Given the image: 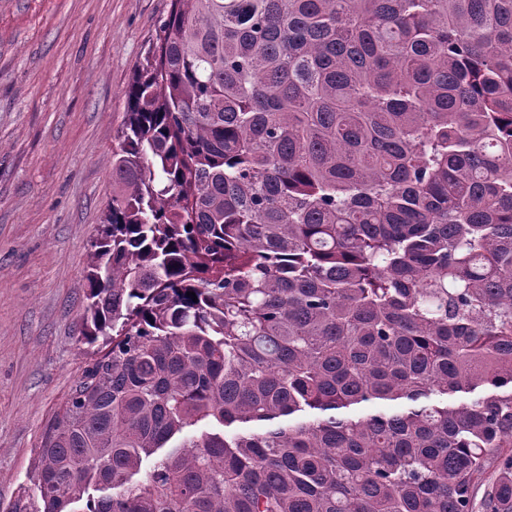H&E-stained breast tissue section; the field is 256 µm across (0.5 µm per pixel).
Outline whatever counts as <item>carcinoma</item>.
<instances>
[{"label": "carcinoma", "mask_w": 512, "mask_h": 512, "mask_svg": "<svg viewBox=\"0 0 512 512\" xmlns=\"http://www.w3.org/2000/svg\"><path fill=\"white\" fill-rule=\"evenodd\" d=\"M125 99L7 512H512V0H172Z\"/></svg>", "instance_id": "1"}]
</instances>
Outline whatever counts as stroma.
Returning <instances> with one entry per match:
<instances>
[{"label": "stroma", "mask_w": 512, "mask_h": 512, "mask_svg": "<svg viewBox=\"0 0 512 512\" xmlns=\"http://www.w3.org/2000/svg\"><path fill=\"white\" fill-rule=\"evenodd\" d=\"M171 0H0V505L92 361L91 239L124 91Z\"/></svg>", "instance_id": "1"}]
</instances>
